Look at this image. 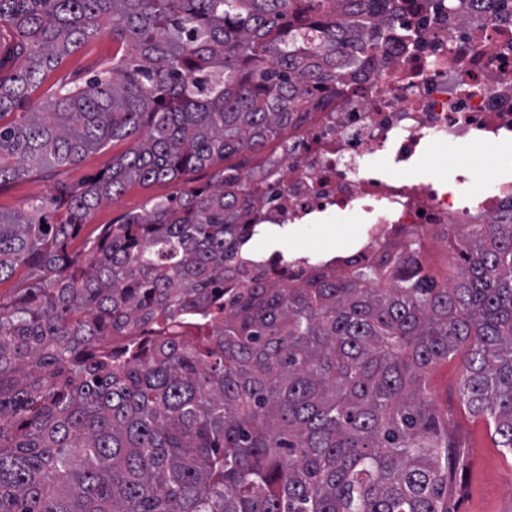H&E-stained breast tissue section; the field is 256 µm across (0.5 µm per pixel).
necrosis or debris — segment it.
Listing matches in <instances>:
<instances>
[{
    "label": "necrosis or debris",
    "mask_w": 512,
    "mask_h": 512,
    "mask_svg": "<svg viewBox=\"0 0 512 512\" xmlns=\"http://www.w3.org/2000/svg\"><path fill=\"white\" fill-rule=\"evenodd\" d=\"M413 43L373 45L361 71L347 69V92L289 124L242 176L255 221L310 224L332 212L358 218V242L330 263L368 262L393 242L401 256L426 258L430 243L466 224H489L512 208V172L489 191L421 180L422 155L453 143L489 150L512 140V0H461L455 15H410ZM390 157V167L375 165Z\"/></svg>",
    "instance_id": "4bbe7bcc"
}]
</instances>
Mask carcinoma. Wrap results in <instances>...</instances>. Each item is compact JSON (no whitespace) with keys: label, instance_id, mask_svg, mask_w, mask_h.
<instances>
[{"label":"carcinoma","instance_id":"1","mask_svg":"<svg viewBox=\"0 0 512 512\" xmlns=\"http://www.w3.org/2000/svg\"><path fill=\"white\" fill-rule=\"evenodd\" d=\"M418 0H0V188L128 139L108 171L0 210V512H448V423L425 378L463 354L460 399L512 454V217L423 268L303 284L248 252L238 168L123 215L130 182L255 153L345 85L336 44ZM107 31L85 83L34 88ZM25 66H8L14 58Z\"/></svg>","mask_w":512,"mask_h":512}]
</instances>
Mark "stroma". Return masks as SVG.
Wrapping results in <instances>:
<instances>
[{"mask_svg":"<svg viewBox=\"0 0 512 512\" xmlns=\"http://www.w3.org/2000/svg\"><path fill=\"white\" fill-rule=\"evenodd\" d=\"M115 49L109 35L91 40L59 64L50 80L32 92V101L50 95L54 81H82L89 69L110 59ZM130 146V141L117 140L87 153L76 164L46 173H33L2 187L0 209L20 210L29 199L50 196L58 186L80 184L108 169L113 158L124 154ZM463 156L467 157L471 169L469 190L477 194L486 189L490 175L512 162V144L497 152L481 146H471L464 151L452 145L435 149L423 156L418 173L424 178H454ZM213 174V168L206 167L181 175L173 182L130 183L117 199L102 203L92 212L83 227L84 236L97 233L102 225L117 222L124 214L148 208L151 199L205 188L212 182ZM327 228L335 230L336 249L340 252L347 249L362 230L356 219L335 212L317 223L298 226L294 235L265 238L261 248L268 252L278 249L288 253L317 254L322 249L323 231ZM462 373L463 358L458 355L437 366L430 378V397L439 413L448 418L449 437L455 438L462 449L456 472L457 491L448 501L449 512H512V454L496 447L483 420L470 415L461 404Z\"/></svg>","mask_w":512,"mask_h":512,"instance_id":"35a3bbf8","label":"stroma"}]
</instances>
